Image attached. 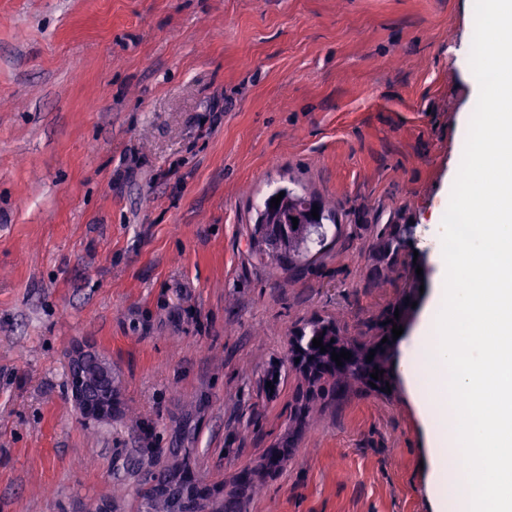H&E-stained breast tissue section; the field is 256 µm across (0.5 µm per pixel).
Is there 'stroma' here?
Instances as JSON below:
<instances>
[{
	"instance_id": "obj_1",
	"label": "stroma",
	"mask_w": 512,
	"mask_h": 512,
	"mask_svg": "<svg viewBox=\"0 0 512 512\" xmlns=\"http://www.w3.org/2000/svg\"><path fill=\"white\" fill-rule=\"evenodd\" d=\"M474 28L475 0H0V512H139L131 449L183 431L215 483L293 438L249 512H435L403 378L311 400L294 434L288 358L317 320L368 341L408 293L406 254L375 255L447 210ZM293 178L341 227L292 280L247 226ZM78 343L124 414L81 418ZM98 358L99 360H103V358L98 354V352L94 349L90 344L86 345H78L73 347L68 356V369L69 373L72 377H74L76 383L72 389V399L77 407L80 415L84 419H91L92 415L88 413L83 406L89 404L93 397L92 388L88 387L82 382V370L86 362L90 359ZM83 409V410H81Z\"/></svg>"
}]
</instances>
